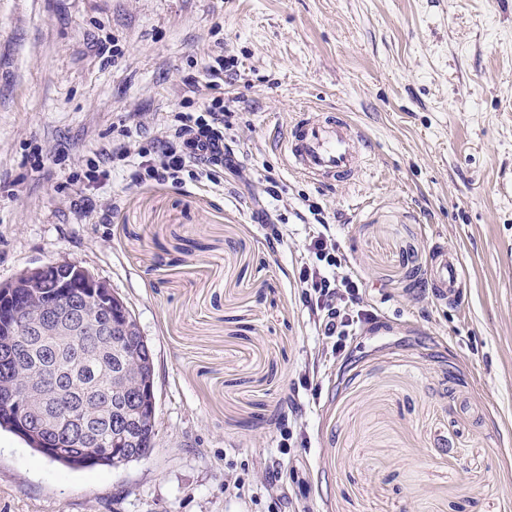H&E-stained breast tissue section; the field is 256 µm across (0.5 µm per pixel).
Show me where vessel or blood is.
<instances>
[{
    "label": "vessel or blood",
    "instance_id": "1",
    "mask_svg": "<svg viewBox=\"0 0 512 512\" xmlns=\"http://www.w3.org/2000/svg\"><path fill=\"white\" fill-rule=\"evenodd\" d=\"M365 142L364 135L349 120L312 108L290 124L280 153L286 166L310 182L341 185L365 164ZM430 277L441 299H459L465 276L457 255L436 249Z\"/></svg>",
    "mask_w": 512,
    "mask_h": 512
}]
</instances>
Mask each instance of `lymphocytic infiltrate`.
I'll use <instances>...</instances> for the list:
<instances>
[{
	"instance_id": "lymphocytic-infiltrate-1",
	"label": "lymphocytic infiltrate",
	"mask_w": 512,
	"mask_h": 512,
	"mask_svg": "<svg viewBox=\"0 0 512 512\" xmlns=\"http://www.w3.org/2000/svg\"><path fill=\"white\" fill-rule=\"evenodd\" d=\"M233 116V110L225 105L223 98L216 96L196 109L164 116L155 132L135 152L129 148L133 136L131 126L119 124L112 140L97 148L93 162L82 170L87 191L73 201V208L79 213L98 212L100 223H108L109 211L97 208L98 192L106 188L114 170L128 166L133 169V180L138 182L180 185L187 179L198 183L212 180L216 170L234 164L236 151L224 137ZM308 211L321 229L311 236L308 244L311 259L299 270L302 301L315 329L336 355L345 349L357 328L374 321L376 315L362 308L358 281L337 278L342 259L335 238L324 229L326 219L322 208L312 205ZM302 407L298 392H291L289 416L278 430V454L264 461L267 475L264 489L268 495H275L283 458L300 437Z\"/></svg>"
}]
</instances>
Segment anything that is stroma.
<instances>
[{"label": "stroma", "instance_id": "35a3bbf8", "mask_svg": "<svg viewBox=\"0 0 512 512\" xmlns=\"http://www.w3.org/2000/svg\"><path fill=\"white\" fill-rule=\"evenodd\" d=\"M219 55L249 183L120 174L110 223L75 212L70 175L113 125L150 134ZM308 108L364 133L349 183L285 169L274 142ZM313 203L377 313L335 358L297 286ZM436 241L464 265L453 304ZM69 260L154 350V448L72 470L0 429V512H271L264 460L304 377L305 474L279 483L294 512H512V0H0V282ZM430 278L434 287L439 289V297L449 302L458 300L465 286L461 260L441 247L435 248Z\"/></svg>", "mask_w": 512, "mask_h": 512}]
</instances>
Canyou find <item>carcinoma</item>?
I'll return each instance as SVG.
<instances>
[{
    "mask_svg": "<svg viewBox=\"0 0 512 512\" xmlns=\"http://www.w3.org/2000/svg\"><path fill=\"white\" fill-rule=\"evenodd\" d=\"M70 278L68 269L59 268L49 272L43 288L55 293L58 285L71 284ZM112 317L104 311L97 329L59 340L19 334L17 367L25 374V384L9 389L5 384L11 378L0 374V427L11 429L16 418L5 408L9 393L31 390L55 421L51 447L63 452L53 461L72 469L119 468L146 457L154 446V353L142 335L137 340L112 336ZM130 377L144 390L140 406L130 400Z\"/></svg>",
    "mask_w": 512,
    "mask_h": 512,
    "instance_id": "1",
    "label": "carcinoma"
}]
</instances>
